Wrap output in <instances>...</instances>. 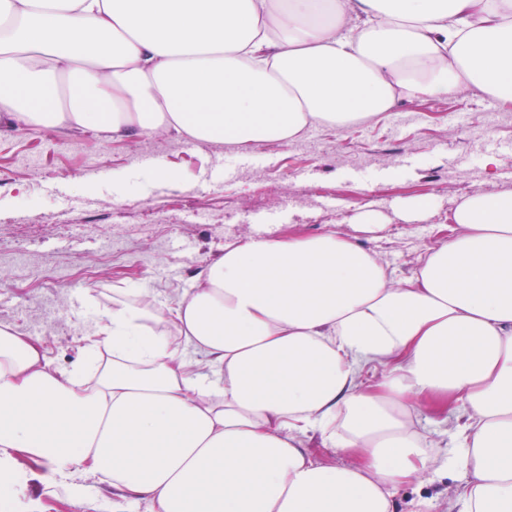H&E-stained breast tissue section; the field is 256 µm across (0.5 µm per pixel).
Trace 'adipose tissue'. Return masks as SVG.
Returning <instances> with one entry per match:
<instances>
[{
  "label": "adipose tissue",
  "instance_id": "1",
  "mask_svg": "<svg viewBox=\"0 0 512 512\" xmlns=\"http://www.w3.org/2000/svg\"><path fill=\"white\" fill-rule=\"evenodd\" d=\"M1 27L0 114L29 125L249 148L403 98L512 102V0H0ZM452 222L399 280L332 230L225 244L175 304L113 300L67 371L0 326V448L104 478L113 512H396L454 466L460 512H512V192ZM425 403L466 410L452 451Z\"/></svg>",
  "mask_w": 512,
  "mask_h": 512
}]
</instances>
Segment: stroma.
<instances>
[{
	"label": "stroma",
	"mask_w": 512,
	"mask_h": 512,
	"mask_svg": "<svg viewBox=\"0 0 512 512\" xmlns=\"http://www.w3.org/2000/svg\"><path fill=\"white\" fill-rule=\"evenodd\" d=\"M145 153L156 167L140 164ZM474 192H512V106L477 90L404 98L357 127L313 122L247 149L0 121V324L44 338L51 364L70 369L115 292L175 302L260 225L282 236L339 229L400 279ZM417 201L430 210L406 219ZM368 212L384 232L359 231ZM9 469L20 477L13 512L112 508L98 477L56 476L19 456ZM459 476L401 487L398 512H448Z\"/></svg>",
	"instance_id": "obj_1"
}]
</instances>
